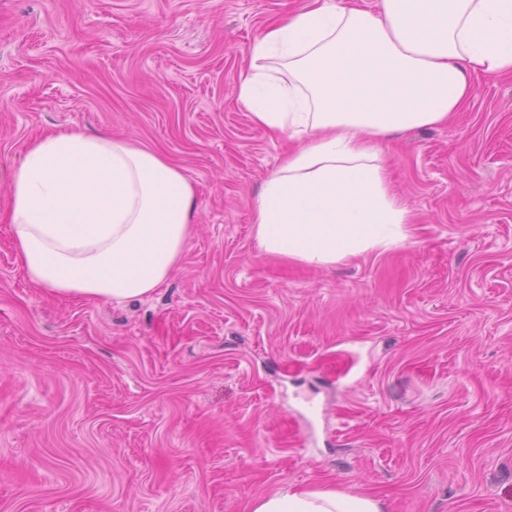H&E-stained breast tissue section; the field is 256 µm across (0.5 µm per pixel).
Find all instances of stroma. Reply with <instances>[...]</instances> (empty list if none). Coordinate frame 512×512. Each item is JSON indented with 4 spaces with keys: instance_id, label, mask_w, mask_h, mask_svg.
<instances>
[{
    "instance_id": "obj_1",
    "label": "stroma",
    "mask_w": 512,
    "mask_h": 512,
    "mask_svg": "<svg viewBox=\"0 0 512 512\" xmlns=\"http://www.w3.org/2000/svg\"><path fill=\"white\" fill-rule=\"evenodd\" d=\"M305 0H0V512H248L288 485L385 512H512V77L380 142L407 241L330 267L258 252L289 147L236 100ZM77 127L195 187L142 300L25 277L5 218L28 144Z\"/></svg>"
}]
</instances>
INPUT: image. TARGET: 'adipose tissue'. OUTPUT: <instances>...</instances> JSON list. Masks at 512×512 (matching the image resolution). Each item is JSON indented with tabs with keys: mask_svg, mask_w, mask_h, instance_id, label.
<instances>
[{
	"mask_svg": "<svg viewBox=\"0 0 512 512\" xmlns=\"http://www.w3.org/2000/svg\"><path fill=\"white\" fill-rule=\"evenodd\" d=\"M512 75V0H306L250 48L237 99L296 143L253 209L260 253L333 265L405 242L410 212L388 188L389 134L448 122L472 75ZM195 189L160 152L62 130L11 173L7 219L27 278L64 297L151 296L179 265ZM249 512H383L369 495L291 485Z\"/></svg>",
	"mask_w": 512,
	"mask_h": 512,
	"instance_id": "ef3b65f1",
	"label": "adipose tissue"
}]
</instances>
